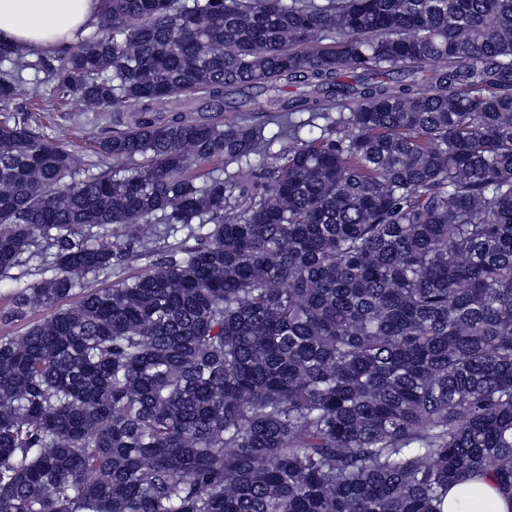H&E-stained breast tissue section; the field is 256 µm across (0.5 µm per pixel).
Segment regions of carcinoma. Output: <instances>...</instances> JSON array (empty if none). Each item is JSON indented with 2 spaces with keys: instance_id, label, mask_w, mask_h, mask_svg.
<instances>
[{
  "instance_id": "1",
  "label": "carcinoma",
  "mask_w": 512,
  "mask_h": 512,
  "mask_svg": "<svg viewBox=\"0 0 512 512\" xmlns=\"http://www.w3.org/2000/svg\"><path fill=\"white\" fill-rule=\"evenodd\" d=\"M103 3L54 56L0 43V106L32 71L107 164L75 117L0 123L10 317L49 311L0 338V512L512 495V0ZM262 95L271 138L220 120ZM115 233L151 261L97 288Z\"/></svg>"
}]
</instances>
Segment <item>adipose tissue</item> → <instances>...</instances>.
I'll return each instance as SVG.
<instances>
[{
  "label": "adipose tissue",
  "mask_w": 512,
  "mask_h": 512,
  "mask_svg": "<svg viewBox=\"0 0 512 512\" xmlns=\"http://www.w3.org/2000/svg\"><path fill=\"white\" fill-rule=\"evenodd\" d=\"M101 0H0V42L53 55L94 29ZM441 512H512L492 476L449 487Z\"/></svg>",
  "instance_id": "adipose-tissue-1"
}]
</instances>
